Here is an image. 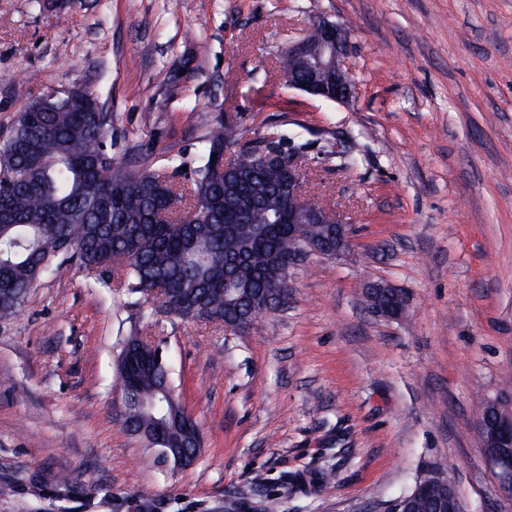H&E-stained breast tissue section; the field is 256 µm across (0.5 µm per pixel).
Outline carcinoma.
Wrapping results in <instances>:
<instances>
[{"mask_svg": "<svg viewBox=\"0 0 512 512\" xmlns=\"http://www.w3.org/2000/svg\"><path fill=\"white\" fill-rule=\"evenodd\" d=\"M208 127L199 166L176 183L149 166L112 155V117L65 96H38L0 143V319L14 316L39 277L61 256L118 285L149 315L216 323L235 305L252 323L249 293L270 288L269 271L308 237L331 238L327 224L267 222L288 186V159L267 168L252 142L224 122ZM241 143L233 159L224 144ZM183 214L169 217L173 199ZM236 289V303L224 297ZM170 368L156 349L135 384L117 369L116 391L136 433L169 407L157 386Z\"/></svg>", "mask_w": 512, "mask_h": 512, "instance_id": "carcinoma-1", "label": "carcinoma"}]
</instances>
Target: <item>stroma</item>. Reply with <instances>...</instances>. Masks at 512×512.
<instances>
[{"label": "stroma", "instance_id": "1", "mask_svg": "<svg viewBox=\"0 0 512 512\" xmlns=\"http://www.w3.org/2000/svg\"><path fill=\"white\" fill-rule=\"evenodd\" d=\"M45 2L0 0V141L74 84L111 112L117 158L156 171L197 162L201 113L246 141L273 126L352 237L290 267L286 304L242 333L154 324L56 261L0 320V512H386L445 461L465 512H512L479 425L512 403V0ZM319 16L349 34L347 106L276 70ZM371 283L405 316L374 314ZM136 334L203 431L186 469L124 423L116 359ZM387 291L396 292L400 298V304L395 310H392L386 305L382 304L378 298L381 292ZM365 297L368 302L369 308H371V310L379 316L389 319H399L402 318L403 315L405 314V300H403V297L400 295L399 292H397L388 285L381 283L370 285L368 288L365 289Z\"/></svg>", "mask_w": 512, "mask_h": 512}]
</instances>
